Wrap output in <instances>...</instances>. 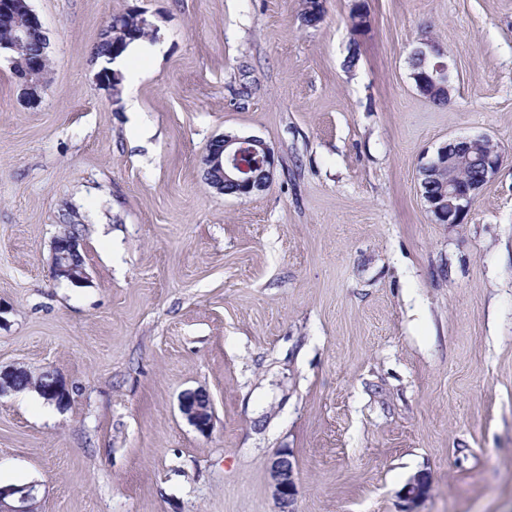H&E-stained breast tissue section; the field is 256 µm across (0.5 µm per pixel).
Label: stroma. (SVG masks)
Wrapping results in <instances>:
<instances>
[{
    "instance_id": "obj_1",
    "label": "stroma",
    "mask_w": 512,
    "mask_h": 512,
    "mask_svg": "<svg viewBox=\"0 0 512 512\" xmlns=\"http://www.w3.org/2000/svg\"><path fill=\"white\" fill-rule=\"evenodd\" d=\"M32 6L37 108L0 61V364L71 400L0 396V483H37L38 512H279L285 453L296 512H512V0H326L314 26L304 0ZM133 9L154 30L113 96L95 47ZM424 37L444 105L411 76ZM229 132L273 151L264 192L205 182ZM477 135L505 162L435 223L419 168ZM71 224L77 286L53 273ZM198 388L205 433L179 409ZM443 55L442 49L433 41L428 38L420 39L418 45L412 50L411 56L422 57L424 59L430 57L433 60V69L427 75V85H423V87L420 86L419 88L428 91L427 87L429 86L431 92L437 91L438 89L448 92V83L450 81L448 66L443 61L437 60L443 57ZM419 88H417V90L422 94ZM52 375L53 382L49 388H37V386H31L29 388L37 391L38 394L48 403L55 404L59 408L68 406L70 403L69 389L61 378L57 377L53 373ZM270 476L274 489V497L280 505L281 512L292 511L298 489L293 462L287 454H279L272 461Z\"/></svg>"
}]
</instances>
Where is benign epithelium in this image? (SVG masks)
I'll return each instance as SVG.
<instances>
[{"mask_svg": "<svg viewBox=\"0 0 512 512\" xmlns=\"http://www.w3.org/2000/svg\"><path fill=\"white\" fill-rule=\"evenodd\" d=\"M137 29L124 32L112 28L107 22L101 36L112 46V57L140 32L153 30L152 23L140 12L136 14ZM0 24L11 33V38L0 41V57L6 58L13 70L19 100L26 106H36L46 87L43 80L45 65L50 60V39L31 0H0ZM411 56L430 58L433 69L427 75L431 91H448L450 73L446 63L440 61L442 49L433 41L422 38ZM98 84L109 93L121 82V74L112 69H102L96 74ZM505 154L501 146L487 135L455 138L443 144L429 162L419 168L422 199L433 219L447 217L449 224H461L471 210L482 189L498 174ZM203 172L220 173V180L212 188L221 194L232 189L239 197H250L265 191L270 185L276 166L274 153L259 138L225 134L211 141L202 157ZM448 169V190L430 192L432 180L443 169ZM468 168L476 170L473 178L462 179ZM78 238L63 234L53 241V272L79 285L87 279L85 265L79 258ZM24 369L0 366V396L10 391H20L19 376ZM45 401L59 408L69 405L70 393L65 382L55 376L48 388H37ZM180 411L186 420L202 433L209 431L212 423V402L207 392L189 390L181 396ZM270 476L274 497L281 512H290L298 489L293 462L286 454H279L272 461ZM36 485L0 486V512H37ZM428 494V485L422 478H415L405 489V497L415 503Z\"/></svg>", "mask_w": 512, "mask_h": 512, "instance_id": "obj_1", "label": "benign epithelium"}]
</instances>
